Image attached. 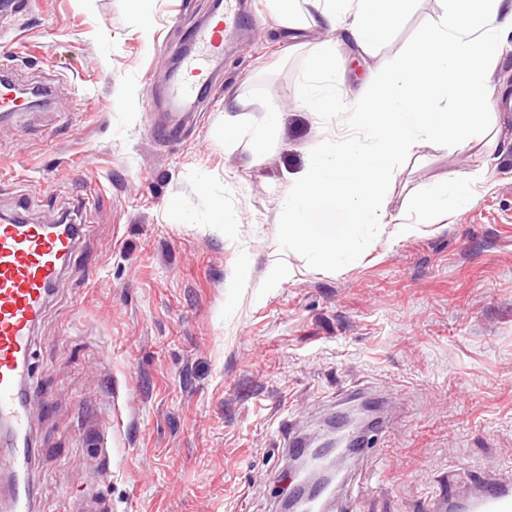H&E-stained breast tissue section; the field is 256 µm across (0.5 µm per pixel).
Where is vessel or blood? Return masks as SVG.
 Returning <instances> with one entry per match:
<instances>
[{"instance_id":"1","label":"vessel or blood","mask_w":512,"mask_h":512,"mask_svg":"<svg viewBox=\"0 0 512 512\" xmlns=\"http://www.w3.org/2000/svg\"><path fill=\"white\" fill-rule=\"evenodd\" d=\"M243 11V0H214L207 17L192 28L164 89L171 109L195 107L222 79L224 44L242 34ZM47 96L38 88L24 95L0 68V122L21 116L33 99ZM83 237L80 224L52 226L16 213L0 214V423L15 441L9 455L0 458V468L10 473V512H29L32 496L27 428L35 389L30 363L34 330ZM431 512H512V479L488 477L466 494L436 497Z\"/></svg>"}]
</instances>
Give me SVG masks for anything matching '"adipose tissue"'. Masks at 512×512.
I'll list each match as a JSON object with an SVG mask.
<instances>
[{"mask_svg":"<svg viewBox=\"0 0 512 512\" xmlns=\"http://www.w3.org/2000/svg\"><path fill=\"white\" fill-rule=\"evenodd\" d=\"M321 19L333 24L348 19V32L363 49H370L383 34L398 26L413 0H306Z\"/></svg>","mask_w":512,"mask_h":512,"instance_id":"1","label":"adipose tissue"}]
</instances>
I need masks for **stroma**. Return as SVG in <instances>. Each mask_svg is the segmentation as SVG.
<instances>
[{
  "mask_svg": "<svg viewBox=\"0 0 512 512\" xmlns=\"http://www.w3.org/2000/svg\"><path fill=\"white\" fill-rule=\"evenodd\" d=\"M255 34L224 53V84L192 130L157 136L170 59L211 0H33L0 11L15 78L50 103L0 126V213L76 218L82 248L39 324L34 512H277L289 443L382 395L378 448L349 464L338 512H429L443 481L512 471V49L492 77L495 146L424 141L384 199L480 171L463 209L391 237L339 271L281 251L274 224L310 151L338 138L297 98L301 62L326 45L342 98L359 96L440 0H416L368 50L322 23L290 29L248 0ZM281 111L256 150L248 124ZM242 125L224 143L225 116ZM224 207L215 223L216 205ZM107 427L108 447L84 435Z\"/></svg>",
  "mask_w": 512,
  "mask_h": 512,
  "instance_id": "obj_1",
  "label": "stroma"
}]
</instances>
